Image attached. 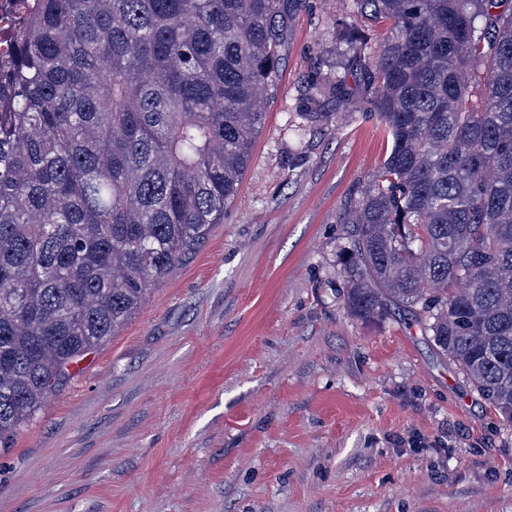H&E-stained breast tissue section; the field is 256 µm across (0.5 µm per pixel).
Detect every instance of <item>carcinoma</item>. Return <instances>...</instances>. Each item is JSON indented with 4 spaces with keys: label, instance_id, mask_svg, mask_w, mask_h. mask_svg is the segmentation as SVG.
I'll return each instance as SVG.
<instances>
[{
    "label": "carcinoma",
    "instance_id": "carcinoma-1",
    "mask_svg": "<svg viewBox=\"0 0 512 512\" xmlns=\"http://www.w3.org/2000/svg\"><path fill=\"white\" fill-rule=\"evenodd\" d=\"M391 147L344 304L431 337L512 424V0H352ZM298 0H32L0 59V450L224 221ZM349 95L321 77L310 99Z\"/></svg>",
    "mask_w": 512,
    "mask_h": 512
}]
</instances>
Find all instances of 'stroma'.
<instances>
[{
	"label": "stroma",
	"instance_id": "35a3bbf8",
	"mask_svg": "<svg viewBox=\"0 0 512 512\" xmlns=\"http://www.w3.org/2000/svg\"><path fill=\"white\" fill-rule=\"evenodd\" d=\"M351 0H301L236 201L0 452V512H512V426L417 327L344 305L390 150ZM345 100L312 102L317 76ZM335 112L337 123L308 120Z\"/></svg>",
	"mask_w": 512,
	"mask_h": 512
}]
</instances>
